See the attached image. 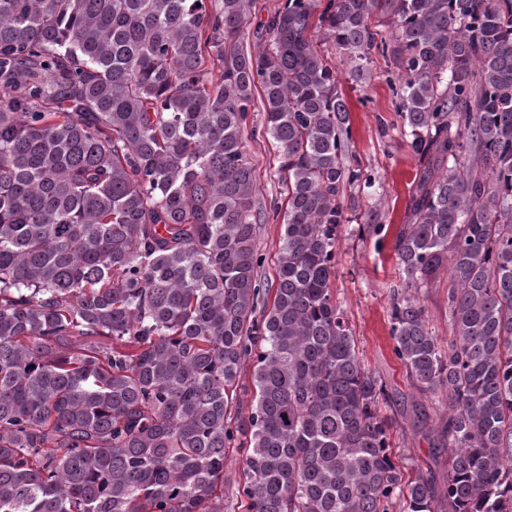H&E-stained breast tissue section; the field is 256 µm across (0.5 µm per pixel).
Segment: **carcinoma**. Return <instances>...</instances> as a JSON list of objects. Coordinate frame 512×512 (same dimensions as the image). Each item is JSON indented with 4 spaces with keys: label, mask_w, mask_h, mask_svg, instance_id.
Listing matches in <instances>:
<instances>
[{
    "label": "carcinoma",
    "mask_w": 512,
    "mask_h": 512,
    "mask_svg": "<svg viewBox=\"0 0 512 512\" xmlns=\"http://www.w3.org/2000/svg\"><path fill=\"white\" fill-rule=\"evenodd\" d=\"M250 2L0 0V512H435L331 296L345 194L374 179L318 32L356 82L388 61L420 155L394 255L408 288L448 272L451 334L395 296L390 337L444 397L448 512H512V0H285L255 49ZM251 128L256 130V135L251 137ZM247 145L251 155L257 164L259 178V196L263 207L271 214L266 224L258 227L260 250L263 253L264 262L258 270V278L264 282L265 288H270L275 278V258L279 247V241L283 235L284 227L278 220L272 219V213L278 207H284L283 194H280L281 187L278 185L276 168L278 162L275 157V150L268 137L264 133V112L256 109V112L249 113Z\"/></svg>",
    "instance_id": "cac0c4a2"
}]
</instances>
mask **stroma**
<instances>
[{
    "instance_id": "stroma-1",
    "label": "stroma",
    "mask_w": 512,
    "mask_h": 512,
    "mask_svg": "<svg viewBox=\"0 0 512 512\" xmlns=\"http://www.w3.org/2000/svg\"><path fill=\"white\" fill-rule=\"evenodd\" d=\"M390 68L379 52H372L364 82L343 77L341 88L350 111L348 150L376 178L374 188L348 193L344 205L348 218L339 231L338 264L332 281L333 298L343 308L364 364L381 378L394 401L399 426L392 436L401 466L408 470L444 472L443 457L432 456L429 440L415 430L410 419L412 393L401 361L389 336V306L394 295L404 294V281L394 259L393 228L401 224L419 156L401 137L402 119L389 84ZM255 129L247 145L257 164L259 196L266 211L283 204L278 184L275 150L264 132V114L250 113ZM389 226V234L363 230L364 222ZM432 330L447 340L448 277L439 278L416 292Z\"/></svg>"
}]
</instances>
